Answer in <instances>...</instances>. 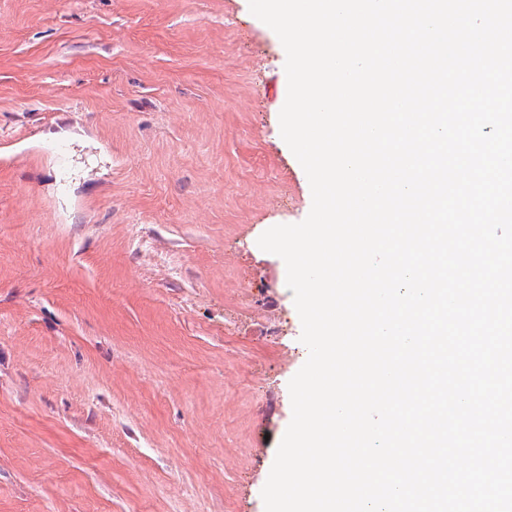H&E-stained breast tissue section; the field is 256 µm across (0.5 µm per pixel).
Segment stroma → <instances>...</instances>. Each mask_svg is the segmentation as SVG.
Masks as SVG:
<instances>
[{"label": "stroma", "mask_w": 512, "mask_h": 512, "mask_svg": "<svg viewBox=\"0 0 512 512\" xmlns=\"http://www.w3.org/2000/svg\"><path fill=\"white\" fill-rule=\"evenodd\" d=\"M285 61L248 0H0V512H265Z\"/></svg>", "instance_id": "obj_1"}]
</instances>
